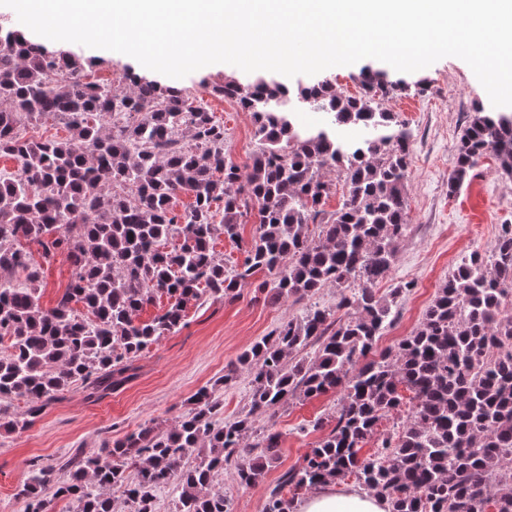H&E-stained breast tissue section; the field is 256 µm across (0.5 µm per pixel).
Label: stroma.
Returning a JSON list of instances; mask_svg holds the SVG:
<instances>
[{"label":"stroma","instance_id":"35a3bbf8","mask_svg":"<svg viewBox=\"0 0 512 512\" xmlns=\"http://www.w3.org/2000/svg\"><path fill=\"white\" fill-rule=\"evenodd\" d=\"M74 50L104 59V66L92 73L96 81L118 82L128 69L151 80L158 77L125 54L80 44ZM226 78L246 83L252 76L229 64H213L179 79L178 84L202 98L223 122L227 153L245 165L256 149L254 121L234 101L213 93V83ZM402 79L406 90L395 91L382 104L412 132L409 227L376 293L388 296L391 288L407 282L412 288L399 298L398 317L377 343L381 350L396 346L419 325L437 289L463 258L476 250L490 252L501 226L512 224V180L500 176L493 154L481 159L456 192L448 190L467 121L477 108L493 109L469 65L448 56L403 74ZM420 82L426 83L425 92L416 91ZM338 300V291L325 287L313 299L272 305L258 297L250 283L234 301L206 296L189 304L183 327L139 356L133 378L123 387L96 393L87 385L75 384L26 430L0 434V512H25L18 490L32 464L60 463L78 448L94 453L102 440L121 438L145 424L173 425L190 410L191 396L221 380L225 365L256 341L313 302L342 317ZM339 398V393L330 392L294 400L277 408L273 417L263 418V425L280 435L279 460L264 482L255 486L238 484L231 467L215 478L214 488L230 498L233 512H262L269 486L321 439L323 432L315 423L331 416Z\"/></svg>","mask_w":512,"mask_h":512}]
</instances>
